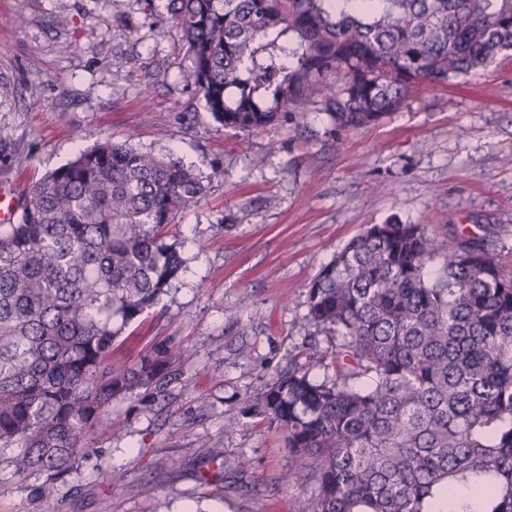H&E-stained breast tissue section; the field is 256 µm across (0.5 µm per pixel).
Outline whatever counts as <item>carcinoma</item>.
I'll return each instance as SVG.
<instances>
[{
  "label": "carcinoma",
  "mask_w": 512,
  "mask_h": 512,
  "mask_svg": "<svg viewBox=\"0 0 512 512\" xmlns=\"http://www.w3.org/2000/svg\"><path fill=\"white\" fill-rule=\"evenodd\" d=\"M165 0L213 120L258 131L324 112L376 125L422 83L444 87L512 51V0ZM204 173L104 141L34 182L0 225V464L47 499L114 401L161 385L182 348L112 359L176 280L174 216ZM306 319L330 347L262 393L258 412L315 480L297 512H512V255L490 233L444 243L374 224L311 281ZM334 372L319 379L318 373Z\"/></svg>",
  "instance_id": "carcinoma-1"
}]
</instances>
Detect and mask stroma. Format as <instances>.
I'll list each match as a JSON object with an SVG mask.
<instances>
[{
    "label": "stroma",
    "instance_id": "stroma-1",
    "mask_svg": "<svg viewBox=\"0 0 512 512\" xmlns=\"http://www.w3.org/2000/svg\"><path fill=\"white\" fill-rule=\"evenodd\" d=\"M189 66L161 0H0V180L28 189L104 140L207 176L171 227L184 270L113 353L174 341L177 378L106 407L50 499L0 465V512H295L315 484L284 482L295 460L253 403L325 348L305 319L321 268L373 224L504 228L512 248V57L345 131L315 110L226 129Z\"/></svg>",
    "mask_w": 512,
    "mask_h": 512
}]
</instances>
